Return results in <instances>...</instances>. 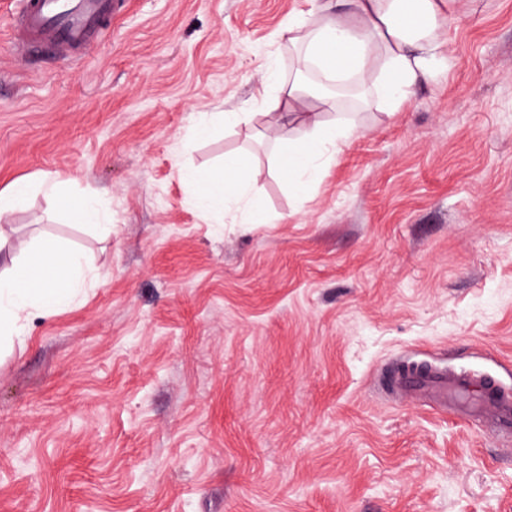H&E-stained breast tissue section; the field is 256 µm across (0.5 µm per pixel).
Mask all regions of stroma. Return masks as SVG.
Instances as JSON below:
<instances>
[{"mask_svg":"<svg viewBox=\"0 0 512 512\" xmlns=\"http://www.w3.org/2000/svg\"><path fill=\"white\" fill-rule=\"evenodd\" d=\"M16 7L0 190L101 279L0 352V512H512V443L372 388L411 356L512 390V0H463L398 108L321 112L357 132L302 194L311 129L262 111L312 0H127L67 68L12 47ZM195 172L255 182L213 206ZM88 197L111 231L71 223ZM28 183L25 180L15 181L0 191V221L7 220L9 215L26 200Z\"/></svg>","mask_w":512,"mask_h":512,"instance_id":"35a3bbf8","label":"stroma"}]
</instances>
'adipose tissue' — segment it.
Wrapping results in <instances>:
<instances>
[{
	"instance_id": "ef3b65f1",
	"label": "adipose tissue",
	"mask_w": 512,
	"mask_h": 512,
	"mask_svg": "<svg viewBox=\"0 0 512 512\" xmlns=\"http://www.w3.org/2000/svg\"><path fill=\"white\" fill-rule=\"evenodd\" d=\"M461 0H348L346 12L334 11L325 0L311 20L289 22V44H301L298 61L329 81L369 87L381 103L398 108L419 81L429 74L428 63L441 45L444 27L460 9ZM348 60L337 65L336 49ZM351 127L313 123L311 136L288 155L283 172L295 190H304L320 170L322 160L352 137ZM35 259L49 269L32 281L29 267L0 274V341L21 332L23 315L48 314L66 304L94 280L83 257L63 246L34 247Z\"/></svg>"
}]
</instances>
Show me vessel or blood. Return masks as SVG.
<instances>
[{
	"mask_svg": "<svg viewBox=\"0 0 512 512\" xmlns=\"http://www.w3.org/2000/svg\"><path fill=\"white\" fill-rule=\"evenodd\" d=\"M13 42L30 51L48 46L77 58L110 28L119 0H17ZM384 389L475 423L512 440V395L494 378L441 368L410 358L388 374Z\"/></svg>",
	"mask_w": 512,
	"mask_h": 512,
	"instance_id": "vessel-or-blood-1",
	"label": "vessel or blood"
}]
</instances>
